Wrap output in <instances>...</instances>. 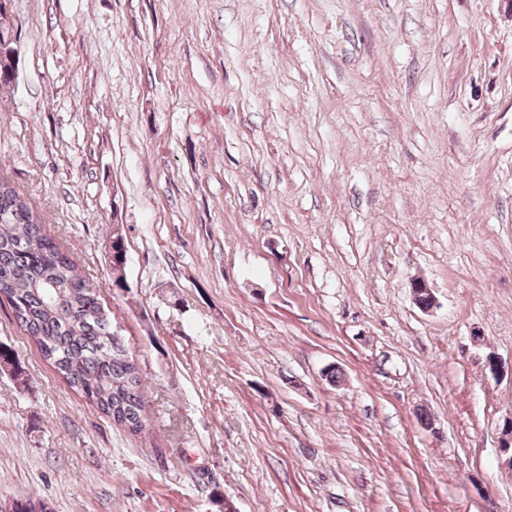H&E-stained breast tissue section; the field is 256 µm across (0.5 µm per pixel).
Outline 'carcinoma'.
Listing matches in <instances>:
<instances>
[{
  "label": "carcinoma",
  "instance_id": "obj_1",
  "mask_svg": "<svg viewBox=\"0 0 512 512\" xmlns=\"http://www.w3.org/2000/svg\"><path fill=\"white\" fill-rule=\"evenodd\" d=\"M0 293L67 383L135 435L147 431L142 377L97 294L70 253L49 235L24 198L0 179ZM0 371L23 386L25 369L0 345Z\"/></svg>",
  "mask_w": 512,
  "mask_h": 512
}]
</instances>
